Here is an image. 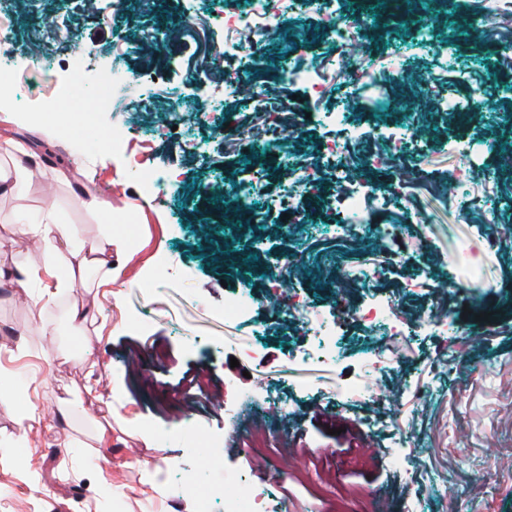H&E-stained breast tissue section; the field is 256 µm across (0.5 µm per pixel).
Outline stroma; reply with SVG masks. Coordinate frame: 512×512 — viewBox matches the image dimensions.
<instances>
[{"mask_svg": "<svg viewBox=\"0 0 512 512\" xmlns=\"http://www.w3.org/2000/svg\"><path fill=\"white\" fill-rule=\"evenodd\" d=\"M233 0H130L125 12L98 0L94 12L69 0H0V37L17 74L21 118L0 119V139L30 148L43 174L20 196H0V269H42L46 251L9 244L8 224L20 211L52 206L75 225L86 245L99 246L113 214L127 213L136 248L113 253L110 296L75 288L41 296L39 286L0 291V512H197L178 480L181 470L207 474L213 446L226 472L267 488L266 512H512V0H451L438 6V26L400 39L384 32L354 33L341 49L342 67L326 64L327 16L349 17V0H280L279 24L292 39L291 64H306L322 87L277 79L274 41L229 54L240 91L224 93L218 69L200 66L188 43L162 40L160 55L142 53L145 32L206 21L211 42H232L224 11ZM481 15L483 29L448 45L457 18ZM82 41H72L73 32ZM83 57L90 69L120 63L128 75L116 94L120 113L98 118L125 140L124 155L83 148L63 135L46 136L45 115L69 65ZM48 67H41L42 59ZM263 63L265 91L294 124L283 143L253 134L250 69ZM471 101V118L457 125L449 101ZM348 125L322 121L334 109ZM223 117L240 136L228 151L214 147L218 127L196 121L199 110ZM175 124L167 136L159 125ZM403 128L398 150L382 127ZM191 141L183 152L182 141ZM340 140L355 182L376 198L394 183L400 196L370 211L351 251L376 280L327 279L320 262L336 249L341 205L334 166L322 158ZM176 174L163 197L144 193L133 160ZM317 170L306 187L295 171ZM250 189L253 223L216 228L201 223L199 189L236 202L240 179ZM105 190L111 209L94 213L75 198ZM292 199L308 220H284L277 200ZM487 208L478 219L471 207ZM427 214L428 223L417 221ZM399 231L393 240L377 225ZM222 236L249 249L250 265H223L208 240ZM172 269L167 283L149 272L158 261ZM282 279L271 292L273 279ZM249 294L250 321L218 317L227 299ZM314 310L349 313L341 325V355L330 365L295 360L312 340L307 319L291 313V296ZM394 302L409 325L390 336L357 317L366 301ZM448 322L447 335L433 323ZM256 342L257 358L241 344ZM381 355L376 375L363 357ZM239 360L248 379L225 370ZM364 383L373 396L336 400L338 383ZM243 399L236 421L224 392ZM292 398L281 413L269 396ZM37 417L23 421L28 408ZM385 418L381 434L368 425ZM191 424L195 440L181 428ZM267 432L271 448L253 453L243 437Z\"/></svg>", "mask_w": 512, "mask_h": 512, "instance_id": "obj_1", "label": "stroma"}]
</instances>
